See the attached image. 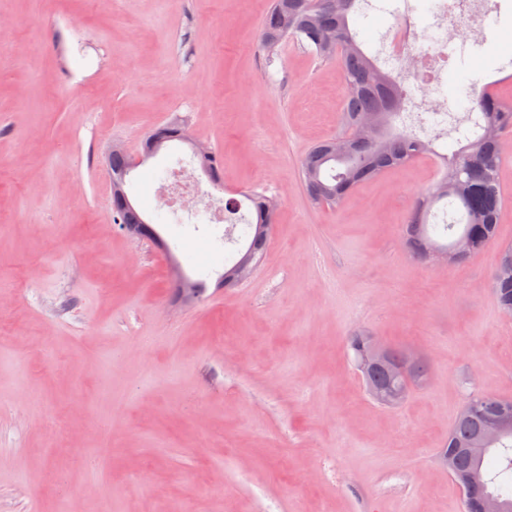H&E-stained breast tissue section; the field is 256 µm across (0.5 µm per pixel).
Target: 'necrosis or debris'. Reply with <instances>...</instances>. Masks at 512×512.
I'll use <instances>...</instances> for the list:
<instances>
[{
    "label": "necrosis or debris",
    "instance_id": "1",
    "mask_svg": "<svg viewBox=\"0 0 512 512\" xmlns=\"http://www.w3.org/2000/svg\"><path fill=\"white\" fill-rule=\"evenodd\" d=\"M489 0H430L427 25H419L412 0H404L395 25L381 36V62L406 98L399 124L412 132H444L461 121L459 109L443 95L441 72L465 55L488 24Z\"/></svg>",
    "mask_w": 512,
    "mask_h": 512
}]
</instances>
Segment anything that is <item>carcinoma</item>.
Instances as JSON below:
<instances>
[{"instance_id": "1", "label": "carcinoma", "mask_w": 512, "mask_h": 512, "mask_svg": "<svg viewBox=\"0 0 512 512\" xmlns=\"http://www.w3.org/2000/svg\"><path fill=\"white\" fill-rule=\"evenodd\" d=\"M356 0H271L261 21L263 51L272 54L289 38L305 45L316 59L339 64L347 87L341 124L342 139L352 143V155L338 158L333 154L336 138L313 146L302 158L299 178L308 198L316 204L335 207L356 186L381 175L385 170L410 163L420 152V140L412 133L387 131L397 118L398 97L389 76L360 47L357 34L349 25V15ZM479 109L481 134L465 128L456 130L465 144L452 154L442 155L445 177L419 195L416 206L423 212H409V244L413 257L426 261L437 249L450 254L456 241L470 238L472 253L495 243L502 194L499 170L502 154L497 141L512 129V106H505L496 91L486 88L473 95ZM201 169L223 167L224 158L217 151L195 158ZM451 199L459 217L442 224H431L433 206ZM256 210V223H246L252 230L245 251L235 264L224 268V285L239 284L235 265L256 267L267 251L270 225L275 223L277 204L260 193L247 195ZM112 213L118 223L133 234L151 228L143 214L122 197L112 195ZM493 295L500 307H512V246L500 251L493 275ZM500 411L512 412V399L492 394L468 397L448 432V447L461 472L480 476L485 493L501 498L512 512V430L487 444L480 456L472 452L479 441L486 419Z\"/></svg>"}]
</instances>
